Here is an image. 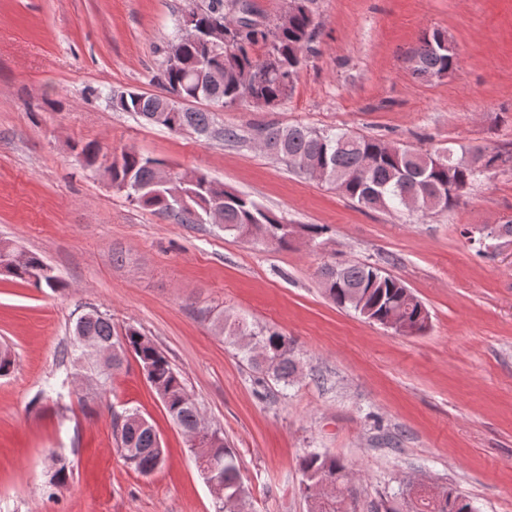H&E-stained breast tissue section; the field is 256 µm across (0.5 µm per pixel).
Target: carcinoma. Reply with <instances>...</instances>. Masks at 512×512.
<instances>
[{
  "instance_id": "cac0c4a2",
  "label": "carcinoma",
  "mask_w": 512,
  "mask_h": 512,
  "mask_svg": "<svg viewBox=\"0 0 512 512\" xmlns=\"http://www.w3.org/2000/svg\"><path fill=\"white\" fill-rule=\"evenodd\" d=\"M242 0H207L190 10L194 29L172 40L167 46L163 69L157 81L163 95L136 90L112 96L115 109L138 115L150 124L176 132L207 134L212 126L210 113L183 104L187 99H205L228 108L248 103L274 107L290 96L300 66L312 51L318 24L313 0H288L293 13L288 20L263 21V26L246 34L239 32ZM448 37L439 30L427 31L407 57L412 74L430 81L446 76L455 56L442 47ZM263 46L262 55L255 54ZM255 132L264 134L261 148L282 160L301 158L320 172L317 180L334 186L357 204L382 211H408L424 215L433 210L455 207L462 195L472 189L482 173L465 160L468 149L460 147L458 161L436 163L437 152L409 145L393 152L383 139L348 131L318 130L302 124L266 125ZM512 163V151L491 149L485 164L499 168ZM112 185L127 190V196L158 213H174L183 224H200L219 201V220L224 231L237 236H257L272 247H286L298 235L318 239L326 233L323 224H296L279 219L255 201L224 187L204 174L190 177L174 171L157 157L126 148L113 156L105 168ZM461 190L448 193V187ZM45 268L36 255L25 262L0 267L16 279L36 287L55 290L60 280L52 276L35 277ZM327 296L342 309H366L367 320L386 325L398 317L402 332L422 334L429 327V313L405 283L383 269L365 263L324 264L319 269ZM225 340L245 349L251 367L274 381L288 385L295 373L293 341L267 328H252L240 321L221 325ZM89 336L99 345L112 348L115 368L133 354L160 398L171 420L188 436L190 448L206 464L211 478L222 487L219 512H242L248 497L237 457L226 446L224 436L209 428L199 408L186 392L179 374L155 343L136 327L117 333L107 314L91 309L75 322L70 347L61 352V362L82 359L80 341ZM113 432L125 463L148 476L165 463V452L158 442L153 424L136 411L113 416ZM303 492L312 503V512H349L343 507L337 485L348 476V467L319 451L308 452L300 462ZM413 512H476L471 501L452 489L439 491L438 497L421 501Z\"/></svg>"
}]
</instances>
